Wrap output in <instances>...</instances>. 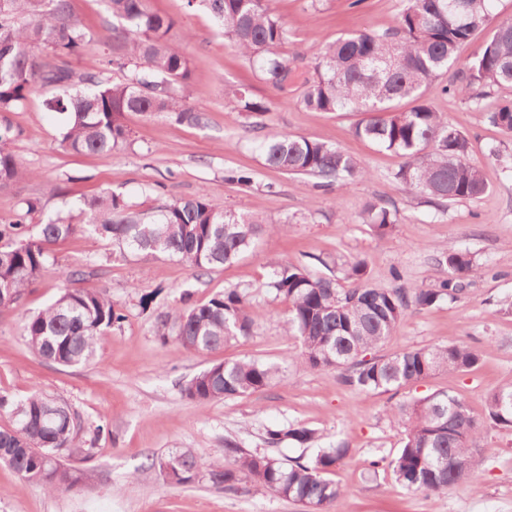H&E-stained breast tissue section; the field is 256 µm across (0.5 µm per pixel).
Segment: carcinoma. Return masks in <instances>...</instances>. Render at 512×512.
<instances>
[{
	"mask_svg": "<svg viewBox=\"0 0 512 512\" xmlns=\"http://www.w3.org/2000/svg\"><path fill=\"white\" fill-rule=\"evenodd\" d=\"M494 0H406L393 27L360 31L319 47L300 104L320 112H361L354 134L404 159L394 178L410 193L430 202L476 200L488 190L482 168L470 159L467 137L436 111L432 96L448 92L437 80L457 62L458 46L477 31L491 28L454 91L476 104L492 89L512 85V20L494 22ZM205 7L224 39L252 60L262 79L285 91L293 72L280 53L288 28L269 0H186ZM112 17L125 22L115 30L112 54L97 71H80L73 62L94 41L68 0H0V185L26 178L12 151L21 130L10 119L39 85L52 90L45 101L61 121V145L75 153L110 152L127 143L125 114L163 116L199 125L200 110L186 101L190 62L172 39L175 21L150 10L148 0H107ZM240 111L251 118L269 112L267 103L248 90H231ZM489 122L512 136V101L488 109ZM265 164L346 186L368 175L360 163L337 145L275 129L261 144ZM42 209L25 201L14 217L0 219V306L19 301L26 287L50 265L51 247L87 229L109 239L120 253L154 258L176 257L194 272L237 261L260 234L280 227L250 214L215 206L207 195L173 199L155 210H132L115 193L84 201L87 224H74L57 213L27 230V221ZM364 223L384 236L398 223V210L370 203ZM448 278L431 288H378L369 283L366 264L357 260L343 279L316 276L307 268L277 260L268 286L289 304L288 335L299 339L300 362L310 369H335L341 382L359 391H399L439 371L463 372L479 361L467 345L450 342L377 355L413 308L455 300L478 267L466 250L437 259ZM73 287L42 311L28 316L23 335L30 351L63 367L90 363L106 332L124 319L107 292L86 288L81 269L64 272ZM254 320L236 288H227L204 303L175 309L157 328L163 339L174 336L188 351L201 353L248 338ZM277 368L258 360L212 364L183 387L186 399L204 406L263 390L275 381ZM486 418L512 428V385L488 394ZM0 411L14 421L0 430V461L23 480L49 492L72 491L80 473L62 464L73 456L90 458L104 432L85 429L65 401L42 392L14 400L0 394ZM406 428L403 445L388 462L396 480L412 492L445 493L470 481L481 425L468 404L447 392H434L400 405L394 413ZM316 432L303 426L266 431L272 448L293 440L305 445ZM348 449L324 448L311 460L281 459L251 453L224 441V459L205 464L189 450L151 462L173 486L205 482L236 491L246 485L299 504L304 512H328L344 494L330 478Z\"/></svg>",
	"mask_w": 512,
	"mask_h": 512,
	"instance_id": "carcinoma-1",
	"label": "carcinoma"
}]
</instances>
